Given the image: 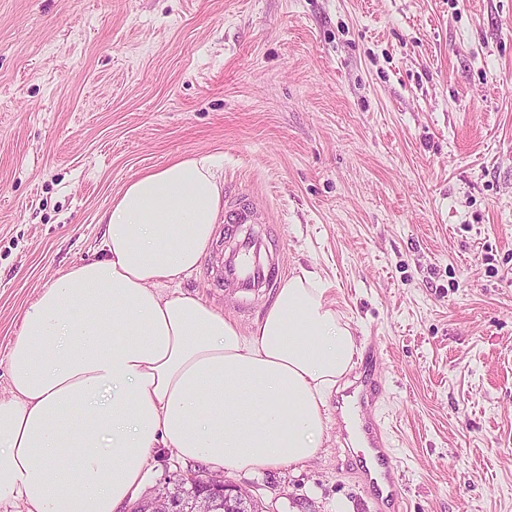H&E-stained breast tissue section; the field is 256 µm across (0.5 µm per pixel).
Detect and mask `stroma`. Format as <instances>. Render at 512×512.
<instances>
[{
  "mask_svg": "<svg viewBox=\"0 0 512 512\" xmlns=\"http://www.w3.org/2000/svg\"><path fill=\"white\" fill-rule=\"evenodd\" d=\"M224 160L359 348L403 512H512V0H0V391L36 295L96 257L137 174ZM183 282L243 329L273 300ZM328 426L315 459L226 479L268 512H370ZM200 462L158 450L146 494Z\"/></svg>",
  "mask_w": 512,
  "mask_h": 512,
  "instance_id": "35a3bbf8",
  "label": "stroma"
}]
</instances>
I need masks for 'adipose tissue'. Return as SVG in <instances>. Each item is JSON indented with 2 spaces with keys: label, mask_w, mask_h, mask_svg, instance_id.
Returning a JSON list of instances; mask_svg holds the SVG:
<instances>
[{
  "label": "adipose tissue",
  "mask_w": 512,
  "mask_h": 512,
  "mask_svg": "<svg viewBox=\"0 0 512 512\" xmlns=\"http://www.w3.org/2000/svg\"><path fill=\"white\" fill-rule=\"evenodd\" d=\"M223 197L210 155L140 173L100 218V256L31 302L0 395V502L117 512L161 448L214 471L318 455L356 338L313 272L288 279L247 330L181 290Z\"/></svg>",
  "instance_id": "obj_1"
}]
</instances>
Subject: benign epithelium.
<instances>
[{
    "mask_svg": "<svg viewBox=\"0 0 512 512\" xmlns=\"http://www.w3.org/2000/svg\"><path fill=\"white\" fill-rule=\"evenodd\" d=\"M186 482L197 491L189 496L178 492L155 495L137 502L132 512H253L258 503L249 491L208 473H194Z\"/></svg>",
    "mask_w": 512,
    "mask_h": 512,
    "instance_id": "7a95c632",
    "label": "benign epithelium"
}]
</instances>
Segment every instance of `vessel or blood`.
I'll list each match as a JSON object with an SVG mask.
<instances>
[{
  "label": "vessel or blood",
  "mask_w": 512,
  "mask_h": 512,
  "mask_svg": "<svg viewBox=\"0 0 512 512\" xmlns=\"http://www.w3.org/2000/svg\"><path fill=\"white\" fill-rule=\"evenodd\" d=\"M252 221L251 204L238 203L224 209V235L228 246L217 274L225 287L243 297L274 287L282 268L281 259L272 254L267 235L250 230ZM382 355L379 343L371 342L360 376L348 393L360 411V429L367 446L374 451L382 468L376 478L372 477L369 468H361L359 478L371 494L374 512H400L399 462L392 454L389 437L375 414L383 384L374 364Z\"/></svg>",
  "instance_id": "obj_1"
}]
</instances>
